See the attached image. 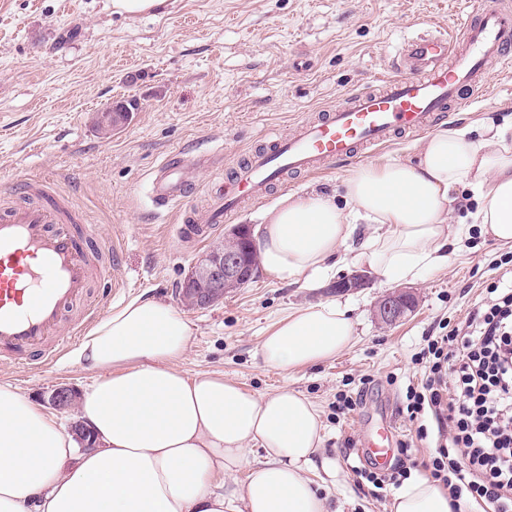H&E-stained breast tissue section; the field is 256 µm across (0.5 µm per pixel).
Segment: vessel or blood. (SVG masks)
<instances>
[{"instance_id":"b4317fda","label":"vessel or blood","mask_w":512,"mask_h":512,"mask_svg":"<svg viewBox=\"0 0 512 512\" xmlns=\"http://www.w3.org/2000/svg\"><path fill=\"white\" fill-rule=\"evenodd\" d=\"M512 73V0H476L455 36L440 31L408 41L392 71L346 93L336 106L300 121L286 138L273 137L246 152L227 183L198 217L182 177L194 159L166 156L150 178L157 208L175 214L178 238L204 241L245 201L265 198L286 174L315 172L330 163L363 158L398 134H423L434 122L472 105L487 85L486 66ZM26 204H0V357L42 367L62 352L58 334L70 311L84 306L93 279L120 268L122 249L103 239L49 179H30ZM394 426L382 421L363 448L377 464L392 453Z\"/></svg>"}]
</instances>
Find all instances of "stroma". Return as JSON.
<instances>
[{
  "instance_id": "obj_1",
  "label": "stroma",
  "mask_w": 512,
  "mask_h": 512,
  "mask_svg": "<svg viewBox=\"0 0 512 512\" xmlns=\"http://www.w3.org/2000/svg\"><path fill=\"white\" fill-rule=\"evenodd\" d=\"M471 9L472 0H167L162 11L127 16L112 0H0V198H16L26 178L48 177L100 235L122 239L127 288L116 297L111 280L94 282L100 315L139 296L179 305L189 268L232 225L258 224L269 203L289 192H341L350 167L289 174L267 199L243 203L196 244L181 242L175 218L154 207L152 169L178 151L217 155L232 168L266 135H289L299 119L384 75L408 40L459 25ZM487 73L488 95L450 124L512 121V77L493 63ZM126 99L139 102L132 122L102 138L97 114ZM506 251L477 235L450 246L447 267L411 283L415 308L387 329L373 316L390 287L380 275L349 293L257 275L212 307L185 309L193 336L180 367L224 374L257 393L286 384L307 396L325 426L326 462L310 477L327 495L329 512H387L386 501L349 476L344 439L361 442L383 418L395 424V439L415 436V424L400 412L406 384L420 376L412 358L430 330L464 321L480 303L495 276L490 264ZM330 301L350 309L356 335L350 350L289 379L264 365L258 349L280 317ZM79 345L72 338L38 371L1 362L0 382L37 403L60 385L83 389L95 374L75 361ZM342 394L361 403L340 422Z\"/></svg>"
}]
</instances>
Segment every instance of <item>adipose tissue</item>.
Returning <instances> with one entry per match:
<instances>
[{"label":"adipose tissue","instance_id":"adipose-tissue-1","mask_svg":"<svg viewBox=\"0 0 512 512\" xmlns=\"http://www.w3.org/2000/svg\"><path fill=\"white\" fill-rule=\"evenodd\" d=\"M461 189L479 201L480 234L511 244V131L444 126L415 160L351 170L342 196H281L253 229L260 266L286 284L315 286L349 264L415 279L446 266L449 244L468 234L448 221ZM362 224L371 231L358 251L341 254ZM191 336L179 309L142 297L90 330L75 359L97 373L77 407L92 448L0 382V512H327L309 477L324 438L318 406L286 386L259 394L217 373L186 374ZM354 342L348 309L318 303L280 318L259 355L289 376ZM389 512H450L449 494L418 476L393 493Z\"/></svg>","mask_w":512,"mask_h":512}]
</instances>
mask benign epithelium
<instances>
[{"label":"benign epithelium","instance_id":"7a95c632","mask_svg":"<svg viewBox=\"0 0 512 512\" xmlns=\"http://www.w3.org/2000/svg\"><path fill=\"white\" fill-rule=\"evenodd\" d=\"M137 111L133 100L118 102L106 108L100 116V133L108 139L128 125ZM251 229L247 224L234 226L224 242L203 252L186 274L181 302L190 309H206L224 298V294L247 285L256 269L249 248ZM370 285L364 271H355L336 281L338 292H347ZM415 303L413 294L403 289H391L382 294L374 307V315L382 326L400 322ZM78 392L72 386L62 385L51 390L43 402L55 411L72 409Z\"/></svg>","mask_w":512,"mask_h":512}]
</instances>
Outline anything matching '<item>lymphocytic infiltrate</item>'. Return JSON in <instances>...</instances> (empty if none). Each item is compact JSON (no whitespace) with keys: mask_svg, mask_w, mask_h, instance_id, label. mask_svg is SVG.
Masks as SVG:
<instances>
[{"mask_svg":"<svg viewBox=\"0 0 512 512\" xmlns=\"http://www.w3.org/2000/svg\"><path fill=\"white\" fill-rule=\"evenodd\" d=\"M497 277L469 317L426 336L414 357L420 382L406 388V415L416 439L435 450L428 462L381 472L347 462L356 482L376 497L422 469L449 491L452 512L475 503L483 512H512V254L495 262Z\"/></svg>","mask_w":512,"mask_h":512,"instance_id":"f902f5d3","label":"lymphocytic infiltrate"}]
</instances>
